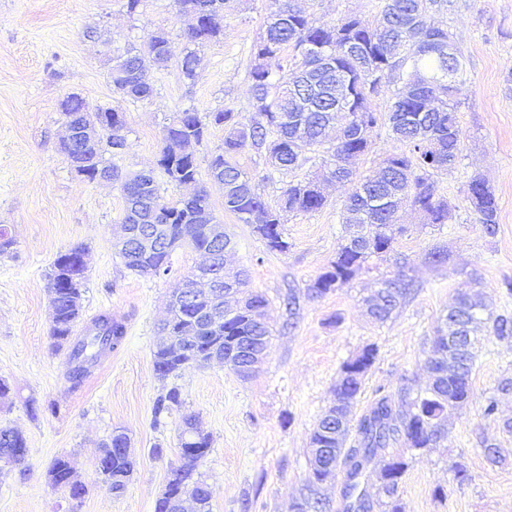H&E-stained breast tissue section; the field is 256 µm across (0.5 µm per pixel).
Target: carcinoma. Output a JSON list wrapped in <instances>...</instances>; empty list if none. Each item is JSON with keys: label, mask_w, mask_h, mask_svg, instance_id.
Listing matches in <instances>:
<instances>
[{"label": "carcinoma", "mask_w": 512, "mask_h": 512, "mask_svg": "<svg viewBox=\"0 0 512 512\" xmlns=\"http://www.w3.org/2000/svg\"><path fill=\"white\" fill-rule=\"evenodd\" d=\"M231 0H176L178 11L191 18L184 32L189 44L178 61V68L187 80H194L197 66L196 48L219 40L224 32V16ZM383 6L373 20L356 15L345 16L333 24L317 23L294 5V0H269V13L263 31L253 45V56H263L266 64L252 65L249 72L253 115L245 120L231 108L210 113L207 124L193 108L180 112V121L169 124L163 131L161 171L168 182L190 185L199 181V167L194 157L177 153L191 139L202 142L209 125L224 126V143L209 163L210 177L224 188V209L244 224L259 211L266 216L256 226V233L271 252H288L283 224L294 213H312L327 203L322 182L329 179L352 180L356 167L370 149V132L378 123L388 124L389 136L406 150L387 154L379 171L365 176L353 185L344 201L341 219L347 228L344 242L339 244L335 259L308 287L318 297L351 280L372 257L393 250L395 235L403 232L397 226V213L409 205L423 216L427 224H445L451 214L448 200L437 190L435 175L455 168L460 153L462 130L457 120L459 77L464 63L448 30L431 21L433 13L444 6V0H382ZM168 33L158 28L151 31L145 45L132 46L118 59L127 63L128 77L111 79L113 91L123 99L145 100L154 92L153 71L165 68L171 61ZM333 55L338 73L352 91L347 105L336 103V93L330 92L317 79L312 68L316 49ZM387 95L391 101L388 114L371 109V101ZM61 114L82 119L84 126L97 131L87 152L88 181H94L96 169L109 167L119 182L125 199L122 223L137 222L169 226V242L152 254L137 249L118 252L126 268L140 274H158L169 269L172 251L183 245L213 254L224 264V253L234 249L229 236L215 243L200 233L198 214L211 208L207 192L200 188L174 202L167 201L156 179L141 182L122 172L114 159L127 147L126 119L118 107L98 108L91 112L86 100L68 96L60 104ZM120 115L121 132L110 128V119ZM265 153L272 167L282 174H293L321 160V173L288 181L277 206L268 205L258 191L256 178L243 169L236 157L247 148ZM484 233L497 232L498 204L489 194L479 206H473ZM86 248L78 244L60 255L54 262L47 282L56 294L51 327L55 343L69 341L81 319L82 285L86 268L76 265ZM236 278L241 289L237 314L224 319L220 331L201 320L208 308L202 301L194 311L175 308L161 324L166 336H176L195 322L198 325L195 346L182 361L171 358L160 346L153 352L154 371L158 378L182 370L188 365L206 363L208 351L230 350L241 336H259L270 345L271 331L259 320L265 315L267 299L246 289L239 272H226ZM389 287L378 288L369 299L368 312L379 322L386 321L401 305L414 286L405 266H399ZM483 304L476 294L464 293L456 298L445 323L457 325L455 334L470 337L459 346H445L448 359L456 363L452 372L438 363H429L430 383L422 392L404 388L405 409L393 407L392 398L382 395L370 411L359 419H349L343 430L329 436L325 418H320L310 436V444L339 464L345 475V495L354 498L349 512H372L373 502L357 492L359 478L367 462L385 456L384 472L389 483L383 494L388 512H402L400 484L407 468L405 459L389 454L398 443L415 450H428L444 438V417L448 407L460 408L473 398L471 382L474 361L480 340L472 335L482 323ZM98 334L75 340L69 357V378L78 386L103 351L116 348L125 335V326L102 316L95 321ZM377 349H363L362 361H347L341 368L336 396L355 406L365 378L373 366ZM183 405L181 392L172 387L155 401L154 417L159 419ZM194 415L182 416L179 453L170 465L166 486L168 492L193 489L197 495L198 512H212L214 491L195 477L198 463L211 448L210 436L199 431L191 442L185 437ZM126 434L112 433L103 443L97 471L113 490L126 486L134 469V461L121 446ZM26 447V438L17 430L0 427V460L18 469L25 476V463L13 460L17 449ZM73 463L67 456L56 458L49 478L53 487L68 491V477Z\"/></svg>", "instance_id": "1"}]
</instances>
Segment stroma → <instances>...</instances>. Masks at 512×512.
I'll return each mask as SVG.
<instances>
[{
    "label": "stroma",
    "mask_w": 512,
    "mask_h": 512,
    "mask_svg": "<svg viewBox=\"0 0 512 512\" xmlns=\"http://www.w3.org/2000/svg\"><path fill=\"white\" fill-rule=\"evenodd\" d=\"M379 0H298L313 19L334 22L357 14L373 19ZM268 0H237L224 20V35L200 48L194 82L177 66L153 73L154 94L126 100L112 90L107 73L113 55L161 27L169 31L173 57L187 47L188 19L174 0H145L129 16L124 0H0V225H8L15 245L0 255V379L12 389L0 404V425L27 440V472L0 462V512H154L178 458L180 414L161 418L153 405L167 384L180 387L184 410L194 413L211 437L197 471L214 490L212 512H294L308 493L310 435L334 400L345 361L369 345L377 357L355 405L366 413L377 389L400 401L405 382H429L427 343L458 293H479L485 314L512 315V0H450L432 16L448 29L466 72L458 122L463 131L460 162L436 178L439 193L455 204L445 224H424L404 209L398 236L386 259L370 258L348 283L327 295L311 296L309 285L334 259L342 241V204L350 184L326 185V206L288 216L287 253L269 252L251 225L224 209V190L208 174L211 154L224 142L214 126L195 146L199 184L207 191L217 220L234 242L229 267L244 270L250 289L269 301L272 336L259 371L243 379L224 364L189 367L171 381L155 374L152 350L159 339L170 294L204 263L203 253L177 248L168 272L141 275L125 268L113 241L120 230L124 199L119 184L85 181L65 161L61 100L85 98L89 108L120 106L128 148L120 165L153 169L163 129L177 112L232 108L252 114L248 73L253 44L262 29ZM239 164L260 181L266 202L276 205L288 175L274 171L264 154L246 149ZM484 179L498 202L495 235H486L465 199V186ZM85 244L86 278L83 336L99 315L121 321L126 334L79 387L69 380L68 349L50 336L52 307L46 274L53 261ZM443 251L436 263L432 252ZM408 262L414 293L383 323L366 312L365 298L381 279ZM473 371V401L449 411L446 434L436 448L403 449L408 468L401 484L403 512H512V338L484 329ZM498 411L483 413L487 399ZM56 403L55 415L31 417L29 401ZM130 437L135 470L116 495L96 472L102 443L115 428ZM500 451L490 459L488 448ZM69 456L87 487L71 500L48 478L53 460ZM463 467L465 480L455 477Z\"/></svg>",
    "instance_id": "35a3bbf8"
}]
</instances>
